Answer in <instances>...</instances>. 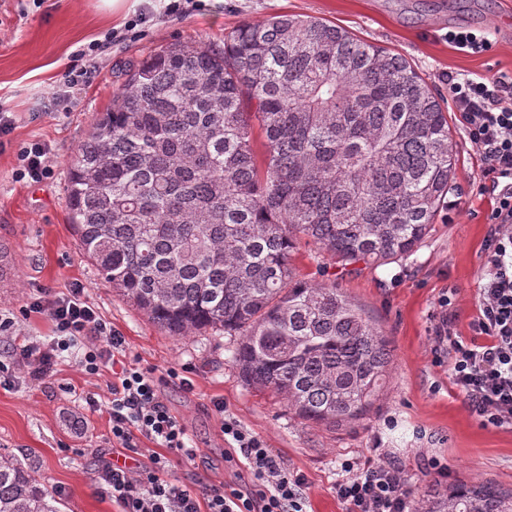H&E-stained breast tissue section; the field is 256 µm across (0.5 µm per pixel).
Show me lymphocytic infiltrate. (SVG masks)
I'll return each instance as SVG.
<instances>
[{
	"label": "lymphocytic infiltrate",
	"mask_w": 512,
	"mask_h": 512,
	"mask_svg": "<svg viewBox=\"0 0 512 512\" xmlns=\"http://www.w3.org/2000/svg\"><path fill=\"white\" fill-rule=\"evenodd\" d=\"M112 39L108 32L103 41L90 43L82 53L84 65L63 72L51 92L53 108L70 107L76 90L95 71L103 42ZM447 81L453 109L482 158L478 192L491 195L494 204L471 334L454 331V294L449 291L440 300L443 315L436 335L448 347V373L457 394L482 426L501 427L512 425V74L451 72ZM44 309L31 306L35 313ZM45 310L55 325L53 338L28 342L18 354L30 382L51 379L67 351L78 356L85 374L115 367L107 404L92 395L84 402L88 411L106 412L113 447L143 458L133 468L106 460L97 469V482L117 512H308L306 476L285 467L263 439L230 416L221 431L225 459L234 463L239 485L199 492L183 484L170 458L191 462L197 451L188 447L186 427L163 401L160 386L167 378L189 391L192 382L173 369L160 377L152 368L118 365L125 338L84 301L82 289H70ZM342 467L345 475L336 483V496L346 512H409V489L398 468L349 460Z\"/></svg>",
	"instance_id": "f902f5d3"
}]
</instances>
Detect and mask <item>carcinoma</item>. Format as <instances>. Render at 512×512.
<instances>
[{
	"label": "carcinoma",
	"mask_w": 512,
	"mask_h": 512,
	"mask_svg": "<svg viewBox=\"0 0 512 512\" xmlns=\"http://www.w3.org/2000/svg\"><path fill=\"white\" fill-rule=\"evenodd\" d=\"M455 165L448 108L406 59L277 15L222 50L173 43L133 65L68 194L85 254L161 330L238 337L246 383L339 426L379 400L390 342L336 282H296L291 253L303 240L350 273L412 254ZM0 512L65 503L1 452ZM412 512H512V490L433 484Z\"/></svg>",
	"instance_id": "1"
}]
</instances>
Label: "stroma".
<instances>
[{
	"instance_id": "35a3bbf8",
	"label": "stroma",
	"mask_w": 512,
	"mask_h": 512,
	"mask_svg": "<svg viewBox=\"0 0 512 512\" xmlns=\"http://www.w3.org/2000/svg\"><path fill=\"white\" fill-rule=\"evenodd\" d=\"M153 10L146 23L133 21L143 6ZM164 0H125L120 12L101 0H0V103L13 114L10 133L0 139V243L10 255V272L0 277V315L11 318L10 340L0 345V363L16 380L0 388V450L38 468L67 512H115L95 483L100 451L110 450L104 413L87 411L84 398H109L111 368L89 376L73 355L63 354L47 384L28 382L15 359L16 348L53 335L48 314L30 312L81 287L85 301L126 340L127 359L157 374L186 372L194 388L174 384L160 393L186 426L197 458H172L174 474L197 490L234 486L239 479L224 460L221 416L230 414L260 436L287 468L303 472L312 512H345L334 487L346 460L402 470L411 495L436 483L432 459L447 464L446 484L487 481L512 489V425L481 426L458 396L440 355L435 326L439 300L455 289L454 328L469 335L476 313L483 244L489 230V196L475 194L482 160L456 113H449L457 154L458 205L443 211L432 231L410 256L349 274L329 256L298 244L291 263L306 282L336 280L359 302L391 341L394 367L381 400L359 423L330 427L289 414L275 394L245 384L231 359L229 336L177 339L163 333L115 292L84 254L71 223L68 161L94 122L108 111L128 70L155 50L176 42L223 49L224 38L244 24L272 15L316 17L344 27L358 38L404 56L447 99L448 72H512V0H203L202 8L180 15L164 12ZM485 31L490 51L469 54L448 43V31ZM115 32L99 66L66 111L47 98L78 53L106 32ZM45 143L52 170L31 183L18 178V154L29 142ZM222 401L224 413L214 409Z\"/></svg>"
}]
</instances>
